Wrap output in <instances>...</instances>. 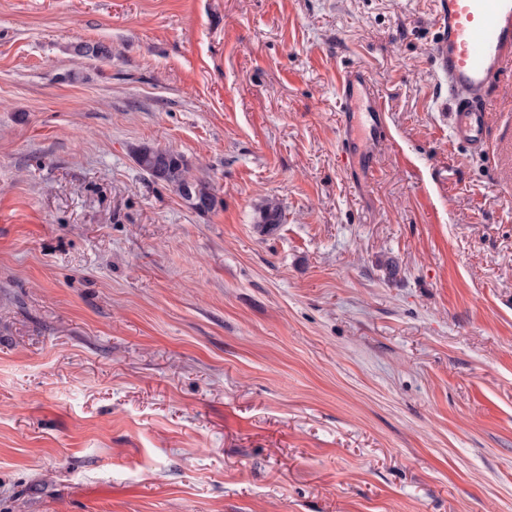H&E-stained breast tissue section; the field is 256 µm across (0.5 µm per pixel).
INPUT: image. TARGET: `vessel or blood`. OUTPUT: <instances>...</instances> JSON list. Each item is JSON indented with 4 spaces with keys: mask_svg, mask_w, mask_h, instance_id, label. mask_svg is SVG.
Returning <instances> with one entry per match:
<instances>
[{
    "mask_svg": "<svg viewBox=\"0 0 512 512\" xmlns=\"http://www.w3.org/2000/svg\"><path fill=\"white\" fill-rule=\"evenodd\" d=\"M439 29L433 55L438 76L448 84L452 141L482 147L488 134L486 105L494 80L512 70V0H435ZM341 152L371 167L372 146L383 132L380 97L365 73L352 69L338 86Z\"/></svg>",
    "mask_w": 512,
    "mask_h": 512,
    "instance_id": "vessel-or-blood-1",
    "label": "vessel or blood"
}]
</instances>
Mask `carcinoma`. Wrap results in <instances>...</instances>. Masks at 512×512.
Instances as JSON below:
<instances>
[{"mask_svg":"<svg viewBox=\"0 0 512 512\" xmlns=\"http://www.w3.org/2000/svg\"><path fill=\"white\" fill-rule=\"evenodd\" d=\"M83 56L106 60L112 57V50L102 43L84 44L75 48ZM135 162L152 180L171 188L183 200H188L186 190H192L195 204L191 208L201 206L200 214L211 212L216 206V195L210 184L190 175V164L185 156L178 151L165 148L160 150L148 146L134 150ZM285 213L281 205L267 200L257 208L256 223L267 233L276 230L284 223Z\"/></svg>","mask_w":512,"mask_h":512,"instance_id":"carcinoma-1","label":"carcinoma"}]
</instances>
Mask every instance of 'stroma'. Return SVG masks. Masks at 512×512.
I'll list each match as a JSON object with an SVG mask.
<instances>
[{
    "mask_svg": "<svg viewBox=\"0 0 512 512\" xmlns=\"http://www.w3.org/2000/svg\"><path fill=\"white\" fill-rule=\"evenodd\" d=\"M433 17L0 0V512H512V76L483 150L450 141ZM352 67L385 108L367 181ZM341 127L340 140L342 154L349 159L357 152L358 137L363 135L364 149L359 153V163L372 168L373 157L370 149L383 142L381 118L384 112L380 97L369 85L367 76L359 69L345 73L338 86ZM134 158L139 168L152 180L171 188L198 213L206 214L215 208L217 201L212 187L205 180L190 175L188 160L177 150L165 148L160 151L142 146L134 150ZM188 189L196 198L194 202L186 195ZM198 205L201 206L200 210L196 207ZM257 224H261L267 233L276 230L280 224H284L285 213L280 203L266 200L257 208Z\"/></svg>",
    "mask_w": 512,
    "mask_h": 512,
    "instance_id": "obj_1",
    "label": "stroma"
}]
</instances>
